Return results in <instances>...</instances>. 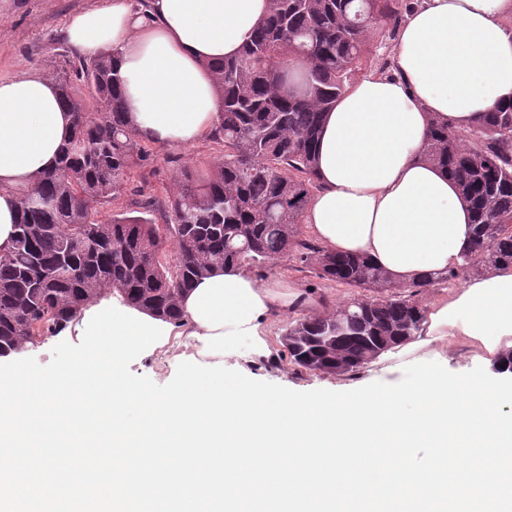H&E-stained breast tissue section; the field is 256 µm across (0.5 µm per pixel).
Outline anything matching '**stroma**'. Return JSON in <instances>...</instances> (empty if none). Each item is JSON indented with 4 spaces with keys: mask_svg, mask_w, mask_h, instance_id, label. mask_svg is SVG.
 I'll return each instance as SVG.
<instances>
[{
    "mask_svg": "<svg viewBox=\"0 0 512 512\" xmlns=\"http://www.w3.org/2000/svg\"><path fill=\"white\" fill-rule=\"evenodd\" d=\"M103 0H0V78L12 76L23 69L50 73L63 66L65 59L76 58L77 51L64 37L68 17L79 10L102 4ZM218 147L204 140L191 148L162 147L153 167L134 170L130 187L139 188L145 195H158L170 186L177 165L201 169L214 163ZM259 283L280 282L295 285L310 299L315 308H300L290 314L273 317L269 335L275 360H258L246 364V376L276 383L296 391L328 389L345 391L359 388L368 377L394 378L399 364L393 352H386L364 365L356 373L342 376L307 371L291 361L282 343V333L289 320L311 314H323L351 299L359 297L360 289L318 278L308 266L283 258L277 273L250 266Z\"/></svg>",
    "mask_w": 512,
    "mask_h": 512,
    "instance_id": "1",
    "label": "stroma"
}]
</instances>
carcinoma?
Here are the masks:
<instances>
[{
	"label": "carcinoma",
	"instance_id": "carcinoma-1",
	"mask_svg": "<svg viewBox=\"0 0 512 512\" xmlns=\"http://www.w3.org/2000/svg\"><path fill=\"white\" fill-rule=\"evenodd\" d=\"M409 8L408 0H269L239 54L210 65L222 100L211 140L222 155L206 172L181 169L165 197H133L105 219L101 208L157 152L125 109L118 53L51 73L73 129L56 165L20 193L14 246L0 255V357L40 343L105 295L176 323L182 293L212 268L247 261L273 271L290 255L323 279L365 291L290 321L282 335L295 365L341 376L423 331L425 309L414 300L421 289L512 266V102L466 129H429L422 157L448 170L474 215L472 248L447 275L396 285L365 257L300 238L324 114L348 87L373 28L398 24ZM73 75L91 90L95 110L77 95Z\"/></svg>",
	"mask_w": 512,
	"mask_h": 512
}]
</instances>
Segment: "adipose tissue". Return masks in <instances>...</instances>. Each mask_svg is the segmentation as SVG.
<instances>
[{
    "mask_svg": "<svg viewBox=\"0 0 512 512\" xmlns=\"http://www.w3.org/2000/svg\"><path fill=\"white\" fill-rule=\"evenodd\" d=\"M149 2L104 0L72 14L65 34L84 54L119 52L125 106L146 140L191 147L222 110L209 63L240 51L268 0ZM510 17L512 0H421L396 39L398 78L365 75L337 99L317 142L319 188L304 215L324 249L368 257L398 285L445 274L469 251L472 215L456 180L419 153L433 120L467 127L512 101ZM72 121L45 74L0 78V252L13 246L19 192L55 165ZM310 304L298 288L217 269L182 294L181 323L153 355L267 359L270 317ZM465 344L492 364L512 351V266L434 302L423 333L403 348L443 354Z\"/></svg>",
    "mask_w": 512,
    "mask_h": 512,
    "instance_id": "ef3b65f1",
    "label": "adipose tissue"
}]
</instances>
